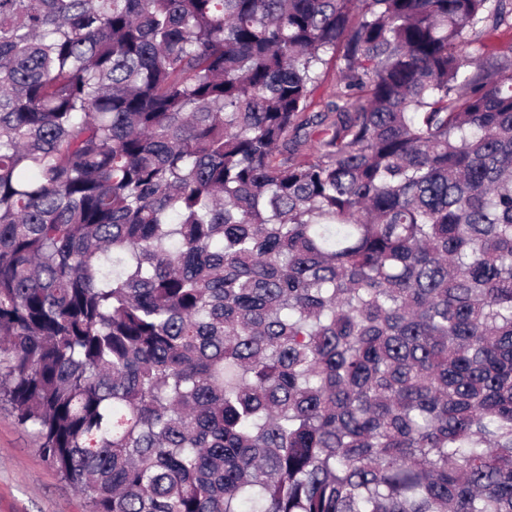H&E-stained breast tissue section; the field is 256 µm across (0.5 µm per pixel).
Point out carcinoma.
Wrapping results in <instances>:
<instances>
[{
    "mask_svg": "<svg viewBox=\"0 0 512 512\" xmlns=\"http://www.w3.org/2000/svg\"><path fill=\"white\" fill-rule=\"evenodd\" d=\"M503 26L0 0V401L90 512H512ZM338 73L334 61H330L327 67H324L323 73L320 78L318 89L314 95V106L312 111L316 112L321 110L322 105L336 92V80Z\"/></svg>",
    "mask_w": 512,
    "mask_h": 512,
    "instance_id": "obj_1",
    "label": "carcinoma"
}]
</instances>
